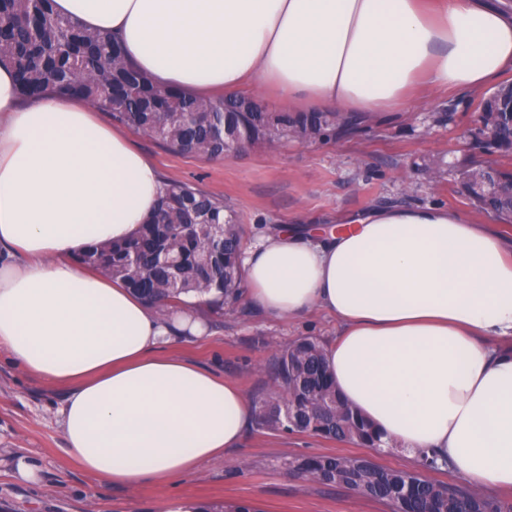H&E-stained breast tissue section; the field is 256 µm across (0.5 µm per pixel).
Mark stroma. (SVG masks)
<instances>
[{"label":"stroma","instance_id":"obj_1","mask_svg":"<svg viewBox=\"0 0 512 512\" xmlns=\"http://www.w3.org/2000/svg\"><path fill=\"white\" fill-rule=\"evenodd\" d=\"M488 89L446 92L415 111L375 118L328 141H298L271 150L249 145L205 159L169 152L161 143L131 133L167 181L192 184L223 197L248 238L284 224H342L389 204H441L477 224H488L512 241V223L481 211L465 189L467 175L485 165L512 168L489 143L478 120ZM203 340L175 338L169 352L236 383L250 399L269 391L265 365L277 347L301 337L327 343L335 318L316 310L295 319H270L247 301L221 317L205 316ZM65 397L26 376L0 355V512H160L164 503H189L199 512H221L245 503L257 512H390L385 504L354 491L291 476L285 460L310 455L374 458L405 470L417 461L392 452L375 455L356 444L306 433L248 429L237 448L199 465L159 490L149 485L99 488L65 453L55 412ZM19 455L36 461L42 484L12 475Z\"/></svg>","mask_w":512,"mask_h":512}]
</instances>
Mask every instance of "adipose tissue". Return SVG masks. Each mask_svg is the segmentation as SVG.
I'll return each mask as SVG.
<instances>
[{
    "label": "adipose tissue",
    "mask_w": 512,
    "mask_h": 512,
    "mask_svg": "<svg viewBox=\"0 0 512 512\" xmlns=\"http://www.w3.org/2000/svg\"><path fill=\"white\" fill-rule=\"evenodd\" d=\"M53 0L111 34L160 89L276 90L295 112H408L512 69V10L489 0ZM157 166L92 102L23 99L0 64V351L66 388L65 452L105 486L167 487L242 439L248 397L165 354L201 335L87 270L157 209ZM245 294L272 318L318 308L341 395L408 458L447 460L465 485L512 488V244L448 208L395 205L347 230L290 224L242 246Z\"/></svg>",
    "instance_id": "ef3b65f1"
}]
</instances>
